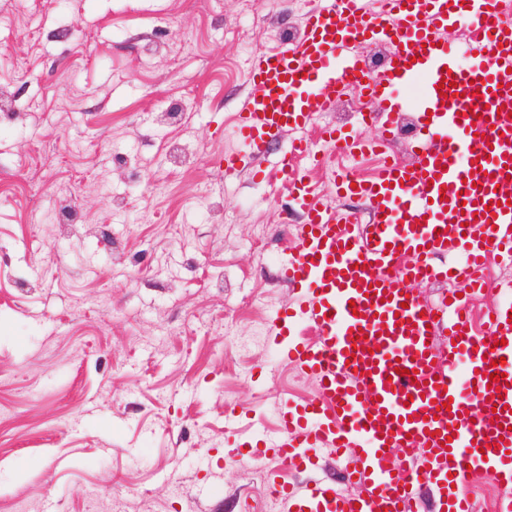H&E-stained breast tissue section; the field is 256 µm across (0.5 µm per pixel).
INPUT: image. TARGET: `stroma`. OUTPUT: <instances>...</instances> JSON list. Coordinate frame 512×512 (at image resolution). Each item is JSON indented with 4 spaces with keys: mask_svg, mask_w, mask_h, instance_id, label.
<instances>
[{
    "mask_svg": "<svg viewBox=\"0 0 512 512\" xmlns=\"http://www.w3.org/2000/svg\"><path fill=\"white\" fill-rule=\"evenodd\" d=\"M317 2L0 0V512H284L238 452L317 394L271 347L299 294L280 170L322 192L381 160L313 125L323 164L292 130L221 162L254 53Z\"/></svg>",
    "mask_w": 512,
    "mask_h": 512,
    "instance_id": "35a3bbf8",
    "label": "stroma"
}]
</instances>
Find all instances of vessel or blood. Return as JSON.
<instances>
[{
  "mask_svg": "<svg viewBox=\"0 0 512 512\" xmlns=\"http://www.w3.org/2000/svg\"><path fill=\"white\" fill-rule=\"evenodd\" d=\"M504 2L380 0L373 13L363 0H322L299 39L258 53L247 72L250 92L232 130L240 148L225 154V177L238 176L245 158L268 152L283 131L310 126L351 85L371 109L359 113L357 128L325 126L320 138L384 159L373 179L343 173L334 182V197L364 202V216L333 210L305 175L288 182L304 222L282 272L299 296L271 331L319 394L286 403L276 436L254 430L246 455L304 472L332 448L363 492L342 494L326 479L274 483L287 512H415L429 483L440 492L439 512H471L460 492L471 470L501 489L497 512H512V284L484 333L474 331L469 306L487 286L489 246L512 262V11ZM459 25L470 32L475 66L456 67L444 43L447 28ZM368 44L388 48L376 74L357 52ZM412 83L420 110L405 162L393 151L404 110L394 90ZM377 122L383 138L359 134ZM451 250L464 257L454 267L443 261ZM408 278H463L469 288L432 303L408 295ZM297 323L319 329L320 340L286 343ZM439 330L448 335L443 348L434 343Z\"/></svg>",
  "mask_w": 512,
  "mask_h": 512,
  "instance_id": "1",
  "label": "vessel or blood"
}]
</instances>
